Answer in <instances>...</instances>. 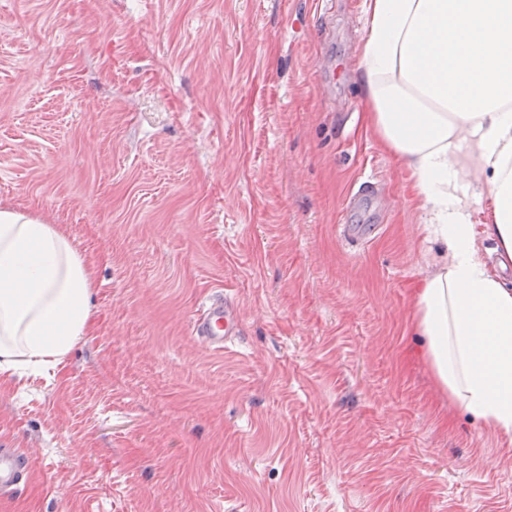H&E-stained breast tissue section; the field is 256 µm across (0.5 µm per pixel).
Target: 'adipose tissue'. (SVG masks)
Listing matches in <instances>:
<instances>
[{
	"label": "adipose tissue",
	"mask_w": 512,
	"mask_h": 512,
	"mask_svg": "<svg viewBox=\"0 0 512 512\" xmlns=\"http://www.w3.org/2000/svg\"><path fill=\"white\" fill-rule=\"evenodd\" d=\"M367 125L409 175L442 258L412 329L442 394L512 445V0H363ZM93 271L63 225L0 206V380L88 336Z\"/></svg>",
	"instance_id": "1"
}]
</instances>
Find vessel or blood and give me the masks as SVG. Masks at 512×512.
<instances>
[{
	"mask_svg": "<svg viewBox=\"0 0 512 512\" xmlns=\"http://www.w3.org/2000/svg\"><path fill=\"white\" fill-rule=\"evenodd\" d=\"M242 314L231 297L209 299L194 318L191 334L204 347L218 351L227 348L240 334ZM29 471L19 455L0 450V490L15 489Z\"/></svg>",
	"mask_w": 512,
	"mask_h": 512,
	"instance_id": "b4317fda",
	"label": "vessel or blood"
}]
</instances>
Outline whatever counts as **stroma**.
I'll return each mask as SVG.
<instances>
[{
    "instance_id": "35a3bbf8",
    "label": "stroma",
    "mask_w": 512,
    "mask_h": 512,
    "mask_svg": "<svg viewBox=\"0 0 512 512\" xmlns=\"http://www.w3.org/2000/svg\"><path fill=\"white\" fill-rule=\"evenodd\" d=\"M362 2L0 0V204L96 279L90 336L0 388V512H512L412 334L442 246L365 126ZM242 314L237 302L226 292L224 299L211 298L194 318L191 334L204 347L218 351L227 348L238 336ZM28 460L19 455L7 451L4 448L0 450V490H13L29 471Z\"/></svg>"
}]
</instances>
